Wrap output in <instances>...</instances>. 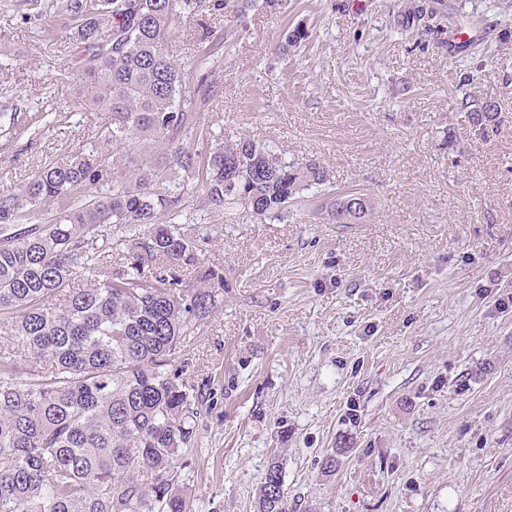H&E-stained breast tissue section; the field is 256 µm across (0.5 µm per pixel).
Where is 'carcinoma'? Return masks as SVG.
I'll return each instance as SVG.
<instances>
[{
    "label": "carcinoma",
    "instance_id": "obj_1",
    "mask_svg": "<svg viewBox=\"0 0 512 512\" xmlns=\"http://www.w3.org/2000/svg\"><path fill=\"white\" fill-rule=\"evenodd\" d=\"M200 0H50L69 20V56L85 105L105 115L96 149L54 160L0 193V512H193L174 464L198 411L176 366L192 320L208 315L224 272L179 228L185 199L229 215L238 207L283 219L299 193L326 181L320 164L286 162L249 139L205 159L182 136L198 128L214 82L206 58L188 64L165 45ZM484 130L497 106L458 103ZM162 150L144 157L129 141ZM179 193L163 190L175 170ZM55 208L47 224L36 221ZM330 207L335 224L369 212ZM145 250L108 264L112 228ZM155 263L152 280L145 260ZM197 273L183 285L182 272ZM87 288L67 289L78 274ZM64 295V304L52 299ZM257 512H288L283 466L268 465Z\"/></svg>",
    "mask_w": 512,
    "mask_h": 512
}]
</instances>
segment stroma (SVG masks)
<instances>
[{
    "mask_svg": "<svg viewBox=\"0 0 512 512\" xmlns=\"http://www.w3.org/2000/svg\"><path fill=\"white\" fill-rule=\"evenodd\" d=\"M297 27L306 40L282 52ZM66 47L63 18L0 0V104L19 105L0 192L106 147ZM205 49L220 88L186 146L246 137L326 180L285 221L183 212L224 270L178 359L199 401L176 464L195 512H256L275 457L289 512H512V306L497 307L512 294V0H203L167 51ZM465 94L495 102L485 131ZM50 105L83 119L32 126ZM351 192L368 215L331 223L326 204Z\"/></svg>",
    "mask_w": 512,
    "mask_h": 512,
    "instance_id": "obj_1",
    "label": "stroma"
}]
</instances>
